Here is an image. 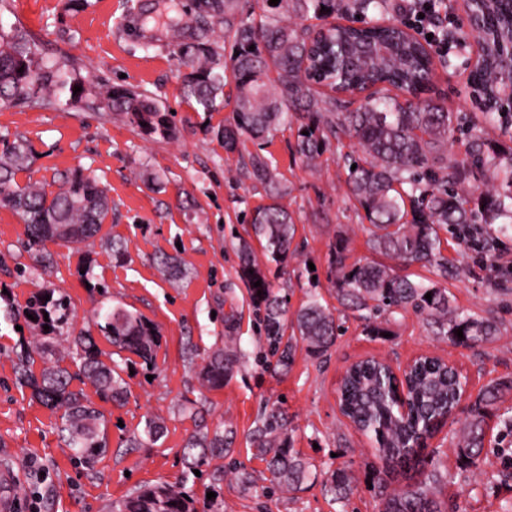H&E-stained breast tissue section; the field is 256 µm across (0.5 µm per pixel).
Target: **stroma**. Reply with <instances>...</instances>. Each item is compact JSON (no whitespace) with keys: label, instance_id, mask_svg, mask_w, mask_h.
<instances>
[{"label":"stroma","instance_id":"stroma-1","mask_svg":"<svg viewBox=\"0 0 512 512\" xmlns=\"http://www.w3.org/2000/svg\"><path fill=\"white\" fill-rule=\"evenodd\" d=\"M126 0H86L76 10L68 0H8L1 14L18 22L36 40L46 61L68 59L94 84L130 87L172 111L175 134L151 137L121 116L46 109H0V136L19 135L33 149L27 180L58 181L83 170L107 187L112 215L102 236L122 240L125 253L114 257L101 245L74 248L51 245V277L34 267L21 246L25 226L0 206V461L8 462L14 481L8 494L16 512H107L110 503L144 485L185 486L198 500L216 493L224 512H379L382 486L401 490L438 472V488L461 512H512V395L489 407L484 452L479 468L464 467L456 449L471 420L480 392L512 378V293L495 280V267L512 269V228L498 232L492 264L482 263L465 245L449 242L445 253L458 274L448 280L454 304L463 314L493 321L498 333L470 346L454 345L433 319L412 309L381 315L384 335L366 328L359 312L336 297L332 262L344 245L349 262L390 265L395 274L438 282L432 268L406 266L374 252L363 210L347 197L345 154L350 141L330 145L317 166L295 154L296 129L275 133L270 142L245 141L243 153L271 159L284 199L297 225L285 262L270 260L261 245L253 250L275 294L296 311L310 296L333 312L338 332L327 355L311 356L298 344L290 366L264 358V328L251 292L241 276L237 247L252 234L248 217L267 201L262 187L245 178L238 156L226 153L216 136L231 122V106L216 112L196 110L182 89L183 73L171 54V38L162 30L125 26ZM470 48H449L435 55L429 98L448 111L478 122L482 114L469 86ZM167 256L181 270L169 278L157 265ZM105 282L107 291L88 287L82 275ZM67 294L77 315L74 329L85 326L100 304L122 305L144 316L158 331L155 368L134 361L126 375L128 396L118 405L88 398L109 418V447L91 467L75 466L60 441L56 414L13 386V358L20 348L16 324L6 304L22 305L44 280ZM235 344L240 362L223 387L200 385L191 355ZM437 356L466 377L468 390L457 413L428 442L419 471L387 472L373 443L340 413L337 389L346 368L375 357L405 368L417 356ZM277 407L287 421L295 452L316 467V476L295 492H272L266 460L251 441L266 411ZM160 418L161 439L149 448H131L127 440L142 429L145 416ZM233 427L235 439L222 468L209 465L187 475L183 446L200 427ZM346 469L354 478L348 499H337L328 481ZM249 484H241L239 473Z\"/></svg>","mask_w":512,"mask_h":512}]
</instances>
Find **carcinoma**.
<instances>
[{
  "instance_id": "carcinoma-1",
  "label": "carcinoma",
  "mask_w": 512,
  "mask_h": 512,
  "mask_svg": "<svg viewBox=\"0 0 512 512\" xmlns=\"http://www.w3.org/2000/svg\"><path fill=\"white\" fill-rule=\"evenodd\" d=\"M387 0H280L277 12L256 20L239 10L238 0H193L196 27L190 40L184 28L169 24L176 38L172 56L188 69L183 77L184 96L203 112L224 106V87L234 86L233 122L217 131L224 151L235 153L242 137L264 141L281 126L299 123L296 154L310 165L331 139L354 141L361 155L351 159L356 168L348 178L349 195L364 210L370 229L371 248L405 265L431 266L448 278V258L442 254L444 230L457 241L475 245L485 258L492 257L498 241L491 226L502 218L512 221V149L505 154L484 137V125H496L512 134V101L500 97L504 82L512 81V0H483L478 12L481 30L475 36L486 44L479 64L470 73L475 102L484 118L479 125L445 110L423 97L433 71V46L412 37L408 26L395 21L381 26L366 20L382 13ZM353 13L364 17L359 27L336 25L328 18ZM310 18L325 21L322 42L309 41ZM220 27L231 44L232 80L225 77L224 53L214 39ZM254 50H249V47ZM82 77L70 62L47 63L39 57L31 34L0 20V108L77 107L84 92ZM354 86L375 87L359 99L354 109L338 97ZM398 94L390 95L391 90ZM94 112L118 114L150 136L173 134L168 113L151 97L122 87L97 91ZM464 135L461 157L448 155V137ZM32 150L21 137L0 138V204L10 207L25 224L23 243L30 258L47 273L53 266L46 243L59 238L72 245L94 240L112 214L107 190L79 169L63 178L55 191L17 176L29 170ZM239 163L271 202L251 216L254 236L263 242L265 255L275 262L288 258L296 225L288 207L280 202L286 189L276 181L271 162L259 153L240 157ZM241 275L251 291L256 313L264 323L268 351L283 366L302 342L314 356L333 345L338 325L319 301L301 307L285 336L284 302L274 296L259 267L251 244H239ZM336 290L342 304L369 311V316L411 308L447 327L448 338L463 346L496 334L490 320L462 315L452 305L445 288L414 282L393 274L376 262L345 264L343 248L335 249L333 261ZM261 285L254 286L255 282ZM431 294L432 299L425 298ZM50 300H44V297ZM9 317L21 316L32 325L33 345L15 353L14 384L31 391V398L59 414L58 436L72 456L87 466L108 447L106 415L86 398L76 380L93 384L98 396L120 403L127 396L124 369L114 360L101 359L91 328L117 352H128L154 365L158 339L140 315L117 306L94 310L87 327L59 351L54 337L69 329L76 310L69 296L47 283L29 298L22 309L6 307ZM33 318H27V315ZM49 329H44L43 325ZM463 331L458 338L456 330ZM43 361L35 371L33 354ZM70 361L65 366L63 362ZM234 347L212 350L197 365L201 383L209 388L224 385L235 367ZM465 378L439 358L422 357L405 372L409 410L400 412L398 390L390 365L374 357L350 365L339 388L344 416L378 445V457L393 469L413 470L424 462V445L447 423L448 413L463 393ZM512 393V381H503L479 394V403L490 405ZM232 430L191 436L185 445V465L192 473L230 451ZM162 426L146 418L129 447L142 448L158 441ZM484 416L477 414L458 444L465 466L478 465L483 452ZM259 453L270 456L274 489L296 491L312 474L311 464L291 452V438L283 413L272 408L255 436ZM433 472L413 489L400 490L381 499V512H448L436 498ZM340 496L352 491L344 469L331 474ZM224 503L213 498L198 504L190 492L166 484L139 488L111 503L109 512H222Z\"/></svg>"
}]
</instances>
